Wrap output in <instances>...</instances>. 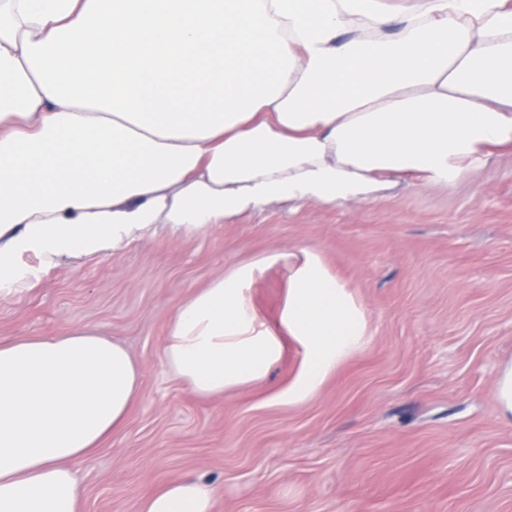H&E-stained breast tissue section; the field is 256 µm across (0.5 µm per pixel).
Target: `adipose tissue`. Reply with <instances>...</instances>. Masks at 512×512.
Instances as JSON below:
<instances>
[{"instance_id": "ef3b65f1", "label": "adipose tissue", "mask_w": 512, "mask_h": 512, "mask_svg": "<svg viewBox=\"0 0 512 512\" xmlns=\"http://www.w3.org/2000/svg\"><path fill=\"white\" fill-rule=\"evenodd\" d=\"M512 145V0H0V296L63 258L192 235L280 201L358 206L382 182L446 186ZM36 265H29L28 257ZM287 263L276 327L216 276L172 314L164 356L204 397L302 353L314 396L365 343L315 253ZM142 369L66 324L0 344V512H79L72 468L120 428ZM168 483L133 512H214Z\"/></svg>"}]
</instances>
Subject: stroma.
Masks as SVG:
<instances>
[{
  "label": "stroma",
  "instance_id": "obj_1",
  "mask_svg": "<svg viewBox=\"0 0 512 512\" xmlns=\"http://www.w3.org/2000/svg\"><path fill=\"white\" fill-rule=\"evenodd\" d=\"M319 254L364 310L365 345L309 400L289 402L301 352L264 379L202 398L173 375L169 319L194 291L273 252ZM284 264L259 267L248 300L277 318ZM83 326L142 368L120 430L75 465L81 512H133L167 483L202 478L215 512H512V420L495 398L512 360V147L455 184H387L350 209L264 211L200 234L70 258L0 297V343Z\"/></svg>",
  "mask_w": 512,
  "mask_h": 512
}]
</instances>
